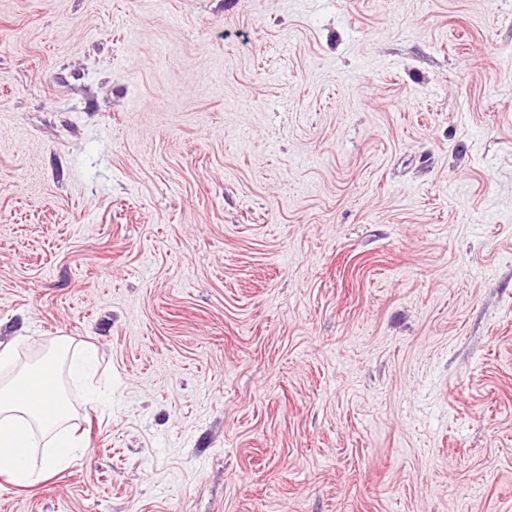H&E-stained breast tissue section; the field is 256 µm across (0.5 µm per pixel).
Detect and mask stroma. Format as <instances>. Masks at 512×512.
<instances>
[{"label":"stroma","mask_w":512,"mask_h":512,"mask_svg":"<svg viewBox=\"0 0 512 512\" xmlns=\"http://www.w3.org/2000/svg\"><path fill=\"white\" fill-rule=\"evenodd\" d=\"M16 337L0 512H512V0H0ZM68 353L67 344L60 343L35 364L18 367L15 346L0 345L1 372L18 368L11 381L2 385L0 380V475L19 487L38 484L83 447L64 425L67 413L57 377L63 371L70 377L88 373L96 354L90 347L79 356L68 358ZM47 380L54 384L51 391L19 397L22 387L37 390Z\"/></svg>","instance_id":"obj_1"}]
</instances>
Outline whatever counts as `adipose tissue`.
Here are the masks:
<instances>
[{"label": "adipose tissue", "mask_w": 512, "mask_h": 512, "mask_svg": "<svg viewBox=\"0 0 512 512\" xmlns=\"http://www.w3.org/2000/svg\"><path fill=\"white\" fill-rule=\"evenodd\" d=\"M95 360L93 349L80 355L58 344L40 361L20 366L14 346L0 345V368L14 378L0 384V475L20 487L42 481L52 469L65 467L81 448V441L65 426L67 413L60 388L42 391L45 381L60 375L88 373Z\"/></svg>", "instance_id": "ef3b65f1"}]
</instances>
